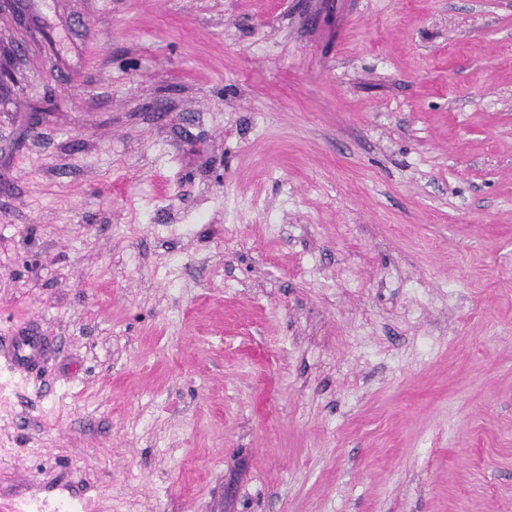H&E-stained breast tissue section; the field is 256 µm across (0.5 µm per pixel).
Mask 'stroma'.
Listing matches in <instances>:
<instances>
[{
	"instance_id": "35a3bbf8",
	"label": "stroma",
	"mask_w": 512,
	"mask_h": 512,
	"mask_svg": "<svg viewBox=\"0 0 512 512\" xmlns=\"http://www.w3.org/2000/svg\"><path fill=\"white\" fill-rule=\"evenodd\" d=\"M0 11V512H512V0ZM43 344L38 336L19 332L11 337L7 350L9 362L23 370H32L41 361Z\"/></svg>"
}]
</instances>
